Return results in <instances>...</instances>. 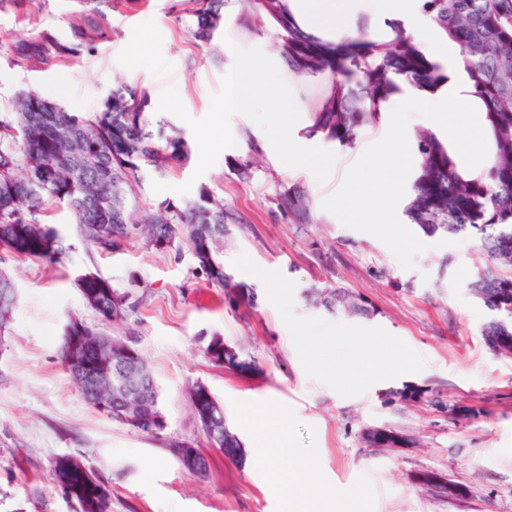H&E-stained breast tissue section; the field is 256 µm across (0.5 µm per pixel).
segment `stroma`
Returning <instances> with one entry per match:
<instances>
[{
	"label": "stroma",
	"instance_id": "stroma-1",
	"mask_svg": "<svg viewBox=\"0 0 512 512\" xmlns=\"http://www.w3.org/2000/svg\"><path fill=\"white\" fill-rule=\"evenodd\" d=\"M184 0H128L106 11L111 34L68 64L18 66L0 51V109L33 89L70 111L94 112L117 77L148 73L152 122L177 128L192 147L190 162L160 175L146 171L127 194L130 208L192 201L200 188L223 199L234 217L224 237V267L251 290L252 304L229 307L224 291L197 272L191 246L145 250L133 240L104 253L82 237L65 206L47 220L61 249L52 262L0 257L16 302L0 330V512H80L52 478L57 456L71 454L112 486L110 512H284L286 489L254 466L252 416L286 410L285 431L313 486L340 497L344 512H512V357L494 354L481 328L487 309L468 288L482 267L478 242L425 235L406 214L405 193L372 199L371 223L349 216L345 184L375 152L398 115L357 129L354 145L336 149V165L314 175L284 162L275 144L251 135L250 112L224 109L228 57L221 42L195 44ZM78 0H33L21 14L0 10V39L50 33L67 41L81 15ZM249 25L258 53L300 54L289 31L257 0H224L223 27ZM365 43L330 65L333 83L305 86L317 103L337 94L340 112H366L376 89L366 76ZM236 131L234 150L225 131ZM302 186L314 218L291 223L276 204ZM95 273L126 297V323L101 325L85 303L80 280ZM343 288L364 299L369 316L313 305L309 290ZM77 319L109 335L133 328L154 372L167 427L152 438L112 422L87 405L60 356L65 328ZM223 337L255 369L214 366L204 351ZM205 384L242 442L229 459L210 447L188 388ZM414 384L444 402L476 406L477 420L450 419L442 406L403 401ZM370 426L409 435L404 447L377 451L359 439ZM192 443L208 458L206 476L185 472L164 445ZM434 472L439 489L420 484ZM459 483L449 499L441 488Z\"/></svg>",
	"mask_w": 512,
	"mask_h": 512
}]
</instances>
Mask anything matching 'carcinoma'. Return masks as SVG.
<instances>
[{"label": "carcinoma", "instance_id": "obj_1", "mask_svg": "<svg viewBox=\"0 0 512 512\" xmlns=\"http://www.w3.org/2000/svg\"><path fill=\"white\" fill-rule=\"evenodd\" d=\"M448 35L462 37V43L480 41L486 54L464 55L467 68L476 73L495 109L496 161L486 181L464 180L454 169L448 153L436 138L422 134L416 153L422 176L407 212L428 236L467 235L477 238L486 265L468 283L472 295L490 312L481 329L487 347L506 339L512 348V91L496 78L501 70H512V0H432ZM199 5L192 10L196 25L191 35L198 45L213 42L223 22L224 0H189ZM83 27L70 41H60L48 33L28 39L0 43L18 65L30 67L57 60L63 63L80 58L94 43L109 37L98 19V11L82 15ZM151 100L146 88L131 81L116 82L99 108L89 114L71 112L42 97L33 89L18 92L9 108L0 114V251L15 257L53 260L59 253L54 228L45 216L51 202L64 205L78 224L84 239L102 252L120 250L132 238L140 237L148 247L171 246L178 236L192 246L198 269L207 281L224 288V298L234 308L244 288L224 269V232L232 220L224 211V201L207 188L185 204L164 202L156 208L130 210L126 190L138 184L142 172L151 167L164 172L181 167L191 158L190 144L179 134L152 129L148 109ZM314 124L341 143L353 140L359 119L380 118L377 111L357 115L346 112H314ZM278 208L295 224L312 223L310 206L303 189L293 187L278 200ZM94 224H108L112 239L98 240L89 233ZM86 304L104 324H119L127 318L125 296L97 274L80 280ZM349 294L340 289L323 291L320 302L327 308L343 304ZM62 362L74 385L90 369L72 361L70 337L97 336L100 331L82 321L68 323ZM112 357L97 365L115 370L128 360L129 348L136 353L143 373L153 376L135 333L112 337ZM206 358L219 367L230 366L243 373L254 364L240 359L233 346L215 336L207 345ZM201 384L190 391V400L203 432L212 447H218L217 433L228 429L223 407L210 398L199 408L196 400ZM121 405L102 411L107 418L148 436L161 431L150 427L151 416L163 414L161 401L145 409L144 419L134 422L119 418ZM184 470L203 476L209 460L199 454L194 464L175 455ZM54 481L76 500L80 512H109L112 489L108 481L85 467L71 455L53 464Z\"/></svg>", "mask_w": 512, "mask_h": 512}]
</instances>
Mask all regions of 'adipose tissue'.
<instances>
[{
  "instance_id": "1",
  "label": "adipose tissue",
  "mask_w": 512,
  "mask_h": 512,
  "mask_svg": "<svg viewBox=\"0 0 512 512\" xmlns=\"http://www.w3.org/2000/svg\"><path fill=\"white\" fill-rule=\"evenodd\" d=\"M420 0H281L278 15L310 48L306 57L284 64L282 59L256 60L251 49L228 42L231 63L225 82V108L250 107L263 113L256 133L280 142L281 158L303 161L324 170L335 159L332 152L305 151L312 140L313 120L301 88L326 77L329 64L346 43L364 38L381 46L404 47L415 65L411 77L389 70L372 74L376 102L381 111L394 112L411 105L435 132L457 171L467 179L486 177L494 162L492 111L481 84L472 78L459 45L436 33H422L414 22ZM395 180L365 163L349 187V206L365 211L372 194L392 196Z\"/></svg>"
}]
</instances>
